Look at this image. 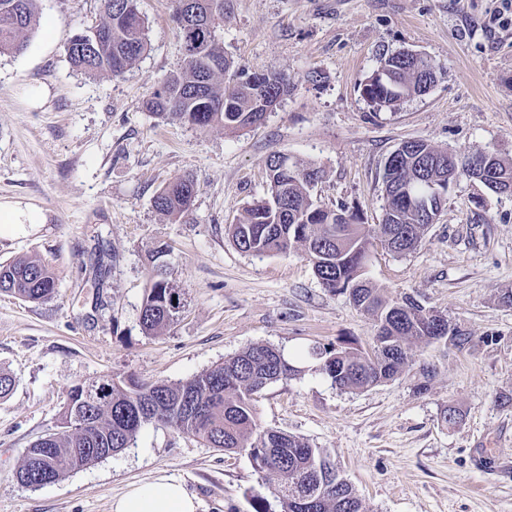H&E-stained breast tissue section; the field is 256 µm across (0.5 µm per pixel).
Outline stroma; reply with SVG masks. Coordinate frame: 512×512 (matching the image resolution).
<instances>
[{
	"label": "stroma",
	"mask_w": 512,
	"mask_h": 512,
	"mask_svg": "<svg viewBox=\"0 0 512 512\" xmlns=\"http://www.w3.org/2000/svg\"><path fill=\"white\" fill-rule=\"evenodd\" d=\"M23 54L0 55V204L44 223L0 236V262L32 256L56 275L35 304L0 293V512H111L133 484L181 482L198 512H281L275 476L247 453H225L161 424L130 448L39 488L15 472L58 430L70 389L111 377L176 383L254 344L302 362L315 345L362 351L378 328L347 295L323 288L301 252L251 255L228 236L266 197L274 153L322 167L323 205L377 224L382 174L403 141L512 159V26L499 0H224V52L246 73L287 75L289 92L257 126L201 130L150 114V93L182 64L169 0H140L149 48L117 77L72 67L65 41L101 18L100 0H38ZM418 51L442 68L425 95L373 112L359 85L383 52ZM195 182L187 221L153 198ZM168 245L180 305L155 335L140 324L152 247ZM101 274H94V264ZM368 277L409 294L473 340L420 344L398 376L344 391L315 370L268 385L262 427L324 449L365 512H512V195L460 180L412 253L375 252ZM456 408L458 423H444Z\"/></svg>",
	"instance_id": "obj_1"
}]
</instances>
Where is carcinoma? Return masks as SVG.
I'll list each match as a JSON object with an SVG mask.
<instances>
[{
    "label": "carcinoma",
    "mask_w": 512,
    "mask_h": 512,
    "mask_svg": "<svg viewBox=\"0 0 512 512\" xmlns=\"http://www.w3.org/2000/svg\"><path fill=\"white\" fill-rule=\"evenodd\" d=\"M37 0H0V54H21L36 23ZM102 20L91 30L72 35L67 57L76 69L91 75L114 76L130 69L148 50L147 26L139 0H100ZM171 17L181 44L183 67L168 76L146 100V109L172 122L207 128L216 124L238 131L261 123L267 102L277 94L282 74L243 76L224 55L218 31L224 26V0H170ZM440 67L430 58L386 54L360 84L361 97L376 111H395L408 99L425 94L424 80ZM489 164L504 186L512 185V161L489 150L454 155L422 140L407 155L384 166L385 205L379 235L362 224L361 216L342 205L336 209L312 198V184L324 170L298 160L267 157V197L244 207L229 235L242 252L252 255L302 251L315 275L332 292L371 315L386 347L369 352L314 346L309 350L322 374L341 390H360L402 372L408 350L429 344L436 311L410 296L385 297L367 277L366 264L374 242L406 255L416 249L429 227L410 199L430 178L448 180L474 166ZM194 183L176 178L154 196L164 216L185 220L190 214ZM56 290L54 272L36 257L0 262V292L34 303L50 300ZM177 295L168 276L153 269L143 298L140 323L156 334L174 319ZM298 375L296 366L278 349L256 344L200 374L177 383L111 381L109 393L83 400L73 386L61 415L62 430L36 440L16 471L26 486L54 483L66 474L118 453L134 443L140 429L152 422L170 424L224 452L245 451L254 467L280 478L276 488L281 512H363L352 485L327 454L305 439L258 423L254 395L269 384ZM89 421L74 430L71 417ZM98 448L94 454L91 449Z\"/></svg>",
    "instance_id": "1"
}]
</instances>
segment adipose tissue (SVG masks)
<instances>
[{
    "mask_svg": "<svg viewBox=\"0 0 512 512\" xmlns=\"http://www.w3.org/2000/svg\"><path fill=\"white\" fill-rule=\"evenodd\" d=\"M112 512H197V504L180 484L159 479L132 487L113 501Z\"/></svg>",
    "mask_w": 512,
    "mask_h": 512,
    "instance_id": "obj_1",
    "label": "adipose tissue"
}]
</instances>
